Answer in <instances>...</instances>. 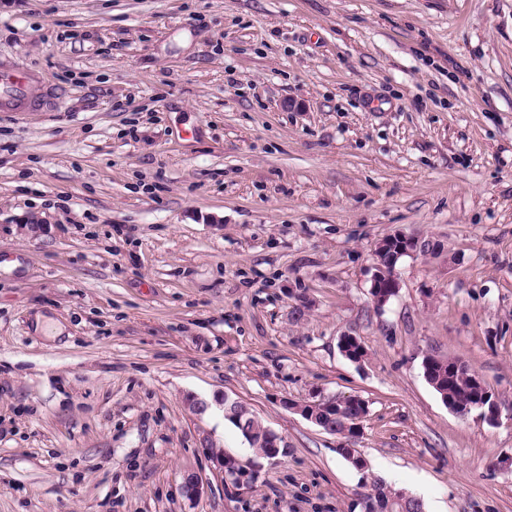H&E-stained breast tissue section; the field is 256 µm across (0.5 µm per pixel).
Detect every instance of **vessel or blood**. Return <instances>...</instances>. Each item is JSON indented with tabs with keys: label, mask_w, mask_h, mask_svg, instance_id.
Segmentation results:
<instances>
[{
	"label": "vessel or blood",
	"mask_w": 512,
	"mask_h": 512,
	"mask_svg": "<svg viewBox=\"0 0 512 512\" xmlns=\"http://www.w3.org/2000/svg\"><path fill=\"white\" fill-rule=\"evenodd\" d=\"M56 95L41 87L38 76L16 60L0 59V112H23L30 108L49 109Z\"/></svg>",
	"instance_id": "vessel-or-blood-1"
}]
</instances>
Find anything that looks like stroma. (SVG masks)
Instances as JSON below:
<instances>
[{
  "mask_svg": "<svg viewBox=\"0 0 512 512\" xmlns=\"http://www.w3.org/2000/svg\"><path fill=\"white\" fill-rule=\"evenodd\" d=\"M0 57L57 93L0 112V512H359L365 474L512 512V0H0ZM226 396L287 446L247 485ZM418 249V241L405 236H391L383 239L377 247L379 263L373 279L372 293L378 305L385 304L394 296L399 283L394 275L387 273L386 263L394 267L399 258L412 254ZM386 257L383 258V256ZM430 359L431 361L429 364L423 365L424 374L425 376L427 375L428 382L433 384L432 387L440 395L441 399L448 398V407L452 411L461 416H465L470 412V409L469 407L454 405L450 402L460 405H471L478 402V398L470 386L471 384L477 389L479 397L481 398V402L478 404V407L483 408L488 404L487 411L484 410L483 415L489 419L495 417L497 412L496 402L492 398V394L487 389L482 377L477 371L468 368L463 363H455L453 368L457 371L459 369L465 370L469 378L468 381V378L465 377L463 372H455L449 369L447 359H438L435 357H431ZM478 407L472 406L471 410ZM336 398H321L314 401H308L301 404H289L287 408L290 410L299 413L304 419L314 423L315 425L321 427L323 430L331 433V434H342L344 429V424L346 422L351 421L354 417L358 415L365 414V404L354 403L350 401H337ZM336 409V418L332 420L333 430L331 423H328L324 417H321V414H325L332 419L334 416L328 414L329 411H333ZM362 416L358 418H354L352 423L347 424L348 427H351L353 431H358L360 427ZM336 430V432H335ZM212 458L215 460L219 471L227 475H231L235 482L241 484H248L255 479V475L261 466L257 460H251L249 466L241 464L235 457L224 454V452L212 453ZM228 468L234 470V474L227 472Z\"/></svg>",
  "mask_w": 512,
  "mask_h": 512,
  "instance_id": "35a3bbf8",
  "label": "stroma"
}]
</instances>
